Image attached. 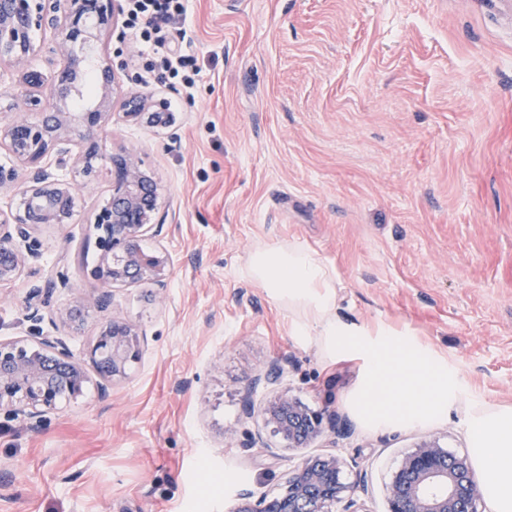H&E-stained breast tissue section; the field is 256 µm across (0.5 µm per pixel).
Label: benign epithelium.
<instances>
[{
	"instance_id": "obj_1",
	"label": "benign epithelium",
	"mask_w": 512,
	"mask_h": 512,
	"mask_svg": "<svg viewBox=\"0 0 512 512\" xmlns=\"http://www.w3.org/2000/svg\"><path fill=\"white\" fill-rule=\"evenodd\" d=\"M122 16L121 0H0V63L26 67L37 47L33 35L53 32L52 52L62 60L56 79L44 85L42 75L28 72L27 83L45 89L46 97L25 96V104L43 106L38 120L15 116L0 126V146H6L28 168L8 210H0V287L13 283L24 269L41 258V245L34 233L47 226L73 223L77 179L93 182L103 158L96 141L112 125L114 104L126 122H144L168 130L174 119L162 100L126 88L116 75L100 44V35L115 29ZM101 75L100 95L82 112H68L66 102L81 95V74L88 62ZM79 147L76 167L69 168L71 147ZM110 202L94 215L103 234L96 240L97 265L91 271L92 291L73 303L40 313L57 288L68 287L61 271L45 274L43 285L30 292L31 320L61 323L72 328L83 324L92 309L112 302L110 288L116 284L152 281L157 294L165 292L168 258L147 254L141 241L155 228H162L158 186L133 153L112 156ZM141 339L131 322L114 317L106 322L93 344L89 359L108 385L126 376L128 367L140 358ZM87 381L85 362L75 357L67 342L42 331L34 342L0 340V411L41 426L46 413L64 397L83 393ZM272 432L297 448L325 433L323 417L299 398L281 396L263 408ZM479 480L469 458L454 455L435 440L425 441L404 456L386 486L388 512H479ZM347 486L341 479L336 457L315 456L303 460L288 481L286 492L273 499L253 501L244 494L235 512H351Z\"/></svg>"
}]
</instances>
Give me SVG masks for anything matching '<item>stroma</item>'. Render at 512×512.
Listing matches in <instances>:
<instances>
[{"label": "stroma", "mask_w": 512, "mask_h": 512, "mask_svg": "<svg viewBox=\"0 0 512 512\" xmlns=\"http://www.w3.org/2000/svg\"><path fill=\"white\" fill-rule=\"evenodd\" d=\"M184 28L172 46L191 41L202 67L189 89L135 64L131 30L103 37L125 86L175 116L171 134L119 122L98 139L157 179L166 220L143 247L169 258L166 297L117 285L80 330L56 328L82 358L118 316L141 356L105 397L88 370L39 429L0 414V512H233L318 455L341 461L359 512H388L407 452L434 438L467 454V402L367 427L350 405L360 361L293 336L287 304L242 270L256 248L305 244L336 271L339 317L411 330L470 394L512 405V24L495 0H189ZM110 179L101 167L74 223L38 234L43 271L69 280L54 306L90 289ZM41 281L0 288V339L27 337ZM275 361L280 379L255 384ZM282 393L335 435L289 447L260 412Z\"/></svg>", "instance_id": "35a3bbf8"}]
</instances>
